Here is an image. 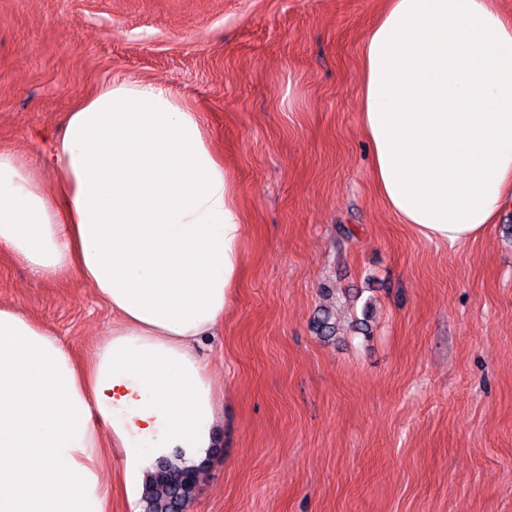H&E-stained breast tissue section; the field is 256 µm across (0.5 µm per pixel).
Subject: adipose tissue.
I'll use <instances>...</instances> for the list:
<instances>
[{
    "mask_svg": "<svg viewBox=\"0 0 512 512\" xmlns=\"http://www.w3.org/2000/svg\"><path fill=\"white\" fill-rule=\"evenodd\" d=\"M373 185L399 223L450 246L512 208V14L496 0H384L360 53ZM44 165L0 149V253L41 281L75 271L112 310L79 365L0 308V512H105L102 435L125 479L208 454L216 386L196 343L243 276L236 186L197 113L151 84L108 86L68 113Z\"/></svg>",
    "mask_w": 512,
    "mask_h": 512,
    "instance_id": "ef3b65f1",
    "label": "adipose tissue"
}]
</instances>
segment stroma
Segmentation results:
<instances>
[{
  "mask_svg": "<svg viewBox=\"0 0 512 512\" xmlns=\"http://www.w3.org/2000/svg\"><path fill=\"white\" fill-rule=\"evenodd\" d=\"M379 9L0 0V148L39 170L81 101L154 84L199 113L238 187L244 276L198 347L221 395L187 512H512V211L450 247L374 192L360 47ZM0 307L82 360L112 324L78 275L38 282L6 254ZM124 461L109 448L100 470L111 512H142Z\"/></svg>",
  "mask_w": 512,
  "mask_h": 512,
  "instance_id": "stroma-1",
  "label": "stroma"
}]
</instances>
